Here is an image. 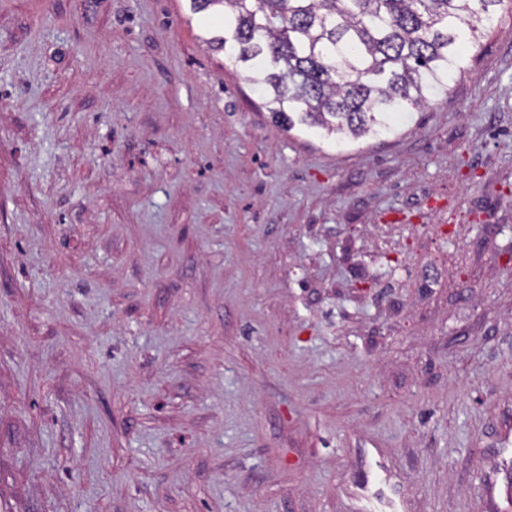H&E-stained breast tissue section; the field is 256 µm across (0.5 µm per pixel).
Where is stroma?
I'll return each instance as SVG.
<instances>
[{"mask_svg":"<svg viewBox=\"0 0 512 512\" xmlns=\"http://www.w3.org/2000/svg\"><path fill=\"white\" fill-rule=\"evenodd\" d=\"M188 0H0L9 512H488L512 471V7L380 136L274 121Z\"/></svg>","mask_w":512,"mask_h":512,"instance_id":"1","label":"stroma"}]
</instances>
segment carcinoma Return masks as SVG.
<instances>
[{
    "label": "carcinoma",
    "mask_w": 512,
    "mask_h": 512,
    "mask_svg": "<svg viewBox=\"0 0 512 512\" xmlns=\"http://www.w3.org/2000/svg\"><path fill=\"white\" fill-rule=\"evenodd\" d=\"M189 2L275 119L341 141L386 134L391 113L448 91L503 0Z\"/></svg>",
    "instance_id": "carcinoma-1"
}]
</instances>
